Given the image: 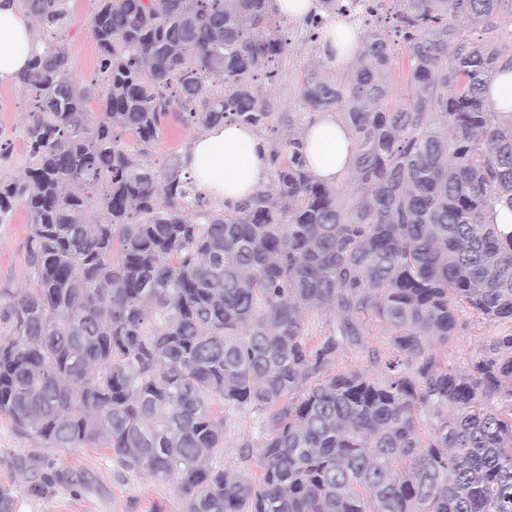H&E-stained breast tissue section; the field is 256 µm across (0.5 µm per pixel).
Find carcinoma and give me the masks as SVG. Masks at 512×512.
Listing matches in <instances>:
<instances>
[{
  "label": "carcinoma",
  "mask_w": 512,
  "mask_h": 512,
  "mask_svg": "<svg viewBox=\"0 0 512 512\" xmlns=\"http://www.w3.org/2000/svg\"><path fill=\"white\" fill-rule=\"evenodd\" d=\"M71 2L22 0L41 50L14 82L25 178L0 173V224L23 203L31 287L0 290V416L52 448L113 451L173 484L181 512H512V231L493 221L512 207V112L487 99L512 0H320L314 43L363 20L355 67L300 89L302 111L349 126L351 166L321 181L295 133L233 208L179 155L150 157L171 112L200 132L268 128L254 81L289 46L271 0H95L88 84ZM479 25L483 43L465 35ZM464 306L510 327L457 371L439 348ZM323 313L336 323L312 341ZM372 322L393 336L381 376L326 374ZM226 408L266 417L257 477L214 463ZM62 476L0 484V512Z\"/></svg>",
  "instance_id": "carcinoma-1"
}]
</instances>
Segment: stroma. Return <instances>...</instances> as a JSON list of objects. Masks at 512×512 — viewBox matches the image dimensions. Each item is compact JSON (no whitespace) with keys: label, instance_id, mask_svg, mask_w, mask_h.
I'll use <instances>...</instances> for the list:
<instances>
[{"label":"stroma","instance_id":"1","mask_svg":"<svg viewBox=\"0 0 512 512\" xmlns=\"http://www.w3.org/2000/svg\"><path fill=\"white\" fill-rule=\"evenodd\" d=\"M93 0H73L72 24L69 29L70 65L80 78H91L96 66V48L90 30ZM292 29L291 44L281 59L279 78L275 83H260L263 97L272 104L275 134L266 135L269 146L282 147L290 123L300 122L299 92L304 79L312 71L329 70L330 65L320 48L305 40L301 23L285 20ZM28 106L13 83L0 82V141H11L12 156L0 161V170L12 176L23 173L24 144L20 132ZM27 217L17 209L12 223L0 225V289H20L26 285L24 244ZM458 328L448 342L443 357L449 366L464 369L477 358L488 354L490 338L497 332L490 323L471 310L458 312ZM263 417L246 412L237 415L226 435V448L221 465L258 473L256 459L240 460L236 444L240 436L255 435ZM55 468L69 476L66 484L57 485L52 493L32 498L20 506V512H180L181 503L173 485L155 482L123 468L111 452L100 448H50L34 434L16 429L0 418V483L25 486L38 479L42 471ZM83 484L74 490L72 480Z\"/></svg>","mask_w":512,"mask_h":512}]
</instances>
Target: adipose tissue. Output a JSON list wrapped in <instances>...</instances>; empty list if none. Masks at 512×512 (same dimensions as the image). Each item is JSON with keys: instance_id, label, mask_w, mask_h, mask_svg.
Listing matches in <instances>:
<instances>
[{"instance_id": "ef3b65f1", "label": "adipose tissue", "mask_w": 512, "mask_h": 512, "mask_svg": "<svg viewBox=\"0 0 512 512\" xmlns=\"http://www.w3.org/2000/svg\"><path fill=\"white\" fill-rule=\"evenodd\" d=\"M361 47L359 34L342 18L331 21L320 39L322 54L339 69L351 65ZM37 49L19 0H0V82L13 81L26 70ZM301 139L307 166L319 179L336 182L350 167L354 137L337 113H312ZM182 166L198 192L233 207L259 190L270 170V151L252 128L227 122L193 138Z\"/></svg>"}]
</instances>
